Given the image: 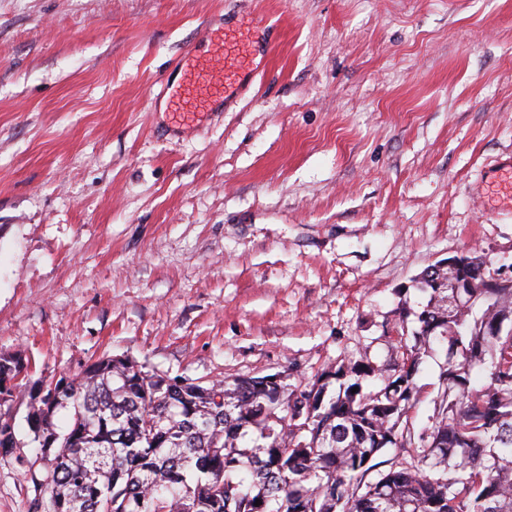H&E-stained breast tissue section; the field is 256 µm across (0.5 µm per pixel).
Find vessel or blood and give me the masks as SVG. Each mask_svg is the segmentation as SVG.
Returning a JSON list of instances; mask_svg holds the SVG:
<instances>
[{"label":"vessel or blood","instance_id":"1","mask_svg":"<svg viewBox=\"0 0 512 512\" xmlns=\"http://www.w3.org/2000/svg\"><path fill=\"white\" fill-rule=\"evenodd\" d=\"M207 41L206 53L189 51L178 63L182 78L169 92L172 124L201 120L217 104L241 92L248 76L258 67V41L249 27H211ZM490 186L495 203L511 208L512 157L493 172Z\"/></svg>","mask_w":512,"mask_h":512}]
</instances>
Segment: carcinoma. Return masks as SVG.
<instances>
[{
  "instance_id": "carcinoma-1",
  "label": "carcinoma",
  "mask_w": 512,
  "mask_h": 512,
  "mask_svg": "<svg viewBox=\"0 0 512 512\" xmlns=\"http://www.w3.org/2000/svg\"><path fill=\"white\" fill-rule=\"evenodd\" d=\"M501 274L476 249L454 272L427 268L393 364L332 365L305 387L171 378L116 356L36 377L26 355L0 353V459L19 465L27 512H512V287H486ZM438 350L433 395L415 376Z\"/></svg>"
}]
</instances>
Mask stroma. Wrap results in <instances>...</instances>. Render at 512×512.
Segmentation results:
<instances>
[{"mask_svg":"<svg viewBox=\"0 0 512 512\" xmlns=\"http://www.w3.org/2000/svg\"><path fill=\"white\" fill-rule=\"evenodd\" d=\"M246 15L269 64L170 128L161 80ZM511 155L512 0H0V353L291 385L389 363L424 269L512 263L481 199Z\"/></svg>","mask_w":512,"mask_h":512,"instance_id":"35a3bbf8","label":"stroma"}]
</instances>
